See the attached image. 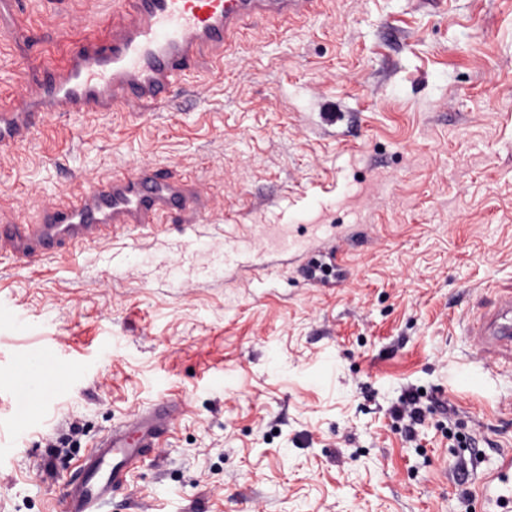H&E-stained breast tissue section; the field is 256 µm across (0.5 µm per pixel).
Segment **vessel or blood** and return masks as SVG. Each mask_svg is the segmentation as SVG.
I'll list each match as a JSON object with an SVG mask.
<instances>
[{"instance_id": "1", "label": "vessel or blood", "mask_w": 512, "mask_h": 512, "mask_svg": "<svg viewBox=\"0 0 512 512\" xmlns=\"http://www.w3.org/2000/svg\"><path fill=\"white\" fill-rule=\"evenodd\" d=\"M327 0H115L111 29L95 27L73 43L62 65L27 51L28 26L19 17V0H0L10 13L11 41L25 51L14 63V79L27 97L0 100V158L40 130L45 116L64 112H134L146 103L164 104L188 74L209 66L221 70L229 50L251 21H292L318 15ZM209 202L208 192L185 177L155 165L93 180L66 199L42 205L30 224L0 226V250L29 267L65 245L109 236L117 229H153L169 221L188 225ZM485 344L512 345V296L501 302L499 317L473 331ZM178 403L163 399L128 424L112 429L68 480L62 512H105L123 489L129 466L156 448ZM494 489L500 503L512 501V459H504Z\"/></svg>"}]
</instances>
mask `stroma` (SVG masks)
I'll return each mask as SVG.
<instances>
[{"mask_svg": "<svg viewBox=\"0 0 512 512\" xmlns=\"http://www.w3.org/2000/svg\"><path fill=\"white\" fill-rule=\"evenodd\" d=\"M23 2L52 63L82 19L109 31L113 0ZM145 162L207 190L193 227L0 253V512H61L99 438L163 398L171 430L108 512H504L483 487L512 456V352L469 329L512 294V0H328L173 104L48 116L0 161V215ZM354 235L347 286L303 277Z\"/></svg>", "mask_w": 512, "mask_h": 512, "instance_id": "1", "label": "stroma"}]
</instances>
